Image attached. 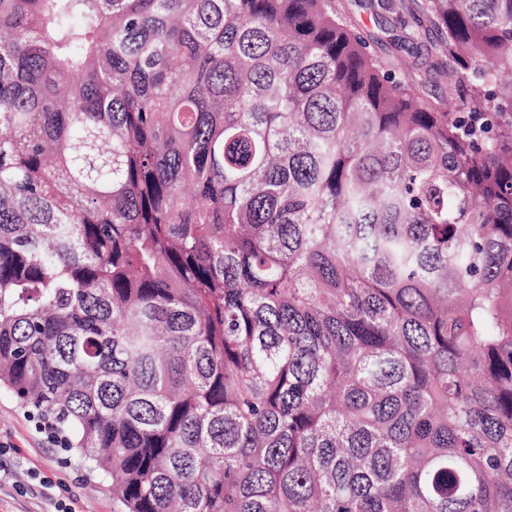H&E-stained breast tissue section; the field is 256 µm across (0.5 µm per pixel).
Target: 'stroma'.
Returning <instances> with one entry per match:
<instances>
[{"label": "stroma", "instance_id": "35a3bbf8", "mask_svg": "<svg viewBox=\"0 0 512 512\" xmlns=\"http://www.w3.org/2000/svg\"><path fill=\"white\" fill-rule=\"evenodd\" d=\"M381 59L418 52L420 39L375 0H338ZM112 512V481L64 450L12 394L0 388V512Z\"/></svg>", "mask_w": 512, "mask_h": 512}]
</instances>
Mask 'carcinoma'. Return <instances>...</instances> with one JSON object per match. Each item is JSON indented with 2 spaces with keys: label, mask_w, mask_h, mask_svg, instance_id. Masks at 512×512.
<instances>
[{
  "label": "carcinoma",
  "mask_w": 512,
  "mask_h": 512,
  "mask_svg": "<svg viewBox=\"0 0 512 512\" xmlns=\"http://www.w3.org/2000/svg\"><path fill=\"white\" fill-rule=\"evenodd\" d=\"M412 2L446 102L336 0H0V384L114 512H512V0ZM433 70L428 74L427 81L421 90V93L429 100L436 101L448 96V79L441 71Z\"/></svg>",
  "instance_id": "carcinoma-1"
}]
</instances>
